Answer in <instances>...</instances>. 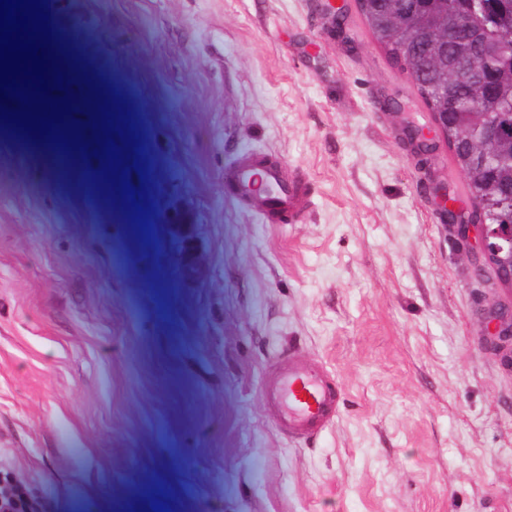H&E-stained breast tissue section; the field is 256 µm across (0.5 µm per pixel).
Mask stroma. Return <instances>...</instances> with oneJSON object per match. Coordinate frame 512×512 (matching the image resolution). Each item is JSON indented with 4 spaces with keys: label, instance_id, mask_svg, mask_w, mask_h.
<instances>
[{
    "label": "stroma",
    "instance_id": "stroma-1",
    "mask_svg": "<svg viewBox=\"0 0 512 512\" xmlns=\"http://www.w3.org/2000/svg\"><path fill=\"white\" fill-rule=\"evenodd\" d=\"M46 2L151 172L92 197L101 160L34 162L0 128V474L45 512H512V367L481 345L512 291L438 213L452 153L410 150L431 115L357 12L339 33L321 0ZM247 154L307 175L304 223L233 199ZM291 346L342 388L307 443L261 398Z\"/></svg>",
    "mask_w": 512,
    "mask_h": 512
}]
</instances>
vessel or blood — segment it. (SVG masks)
Instances as JSON below:
<instances>
[{
  "label": "vessel or blood",
  "instance_id": "1",
  "mask_svg": "<svg viewBox=\"0 0 512 512\" xmlns=\"http://www.w3.org/2000/svg\"><path fill=\"white\" fill-rule=\"evenodd\" d=\"M228 178L236 196L257 201L260 214L271 224L298 223L313 206L307 179L286 174L280 164L262 155L237 159ZM262 395L276 428L297 442L320 435L341 404L330 372L295 350L278 357L262 384Z\"/></svg>",
  "mask_w": 512,
  "mask_h": 512
}]
</instances>
